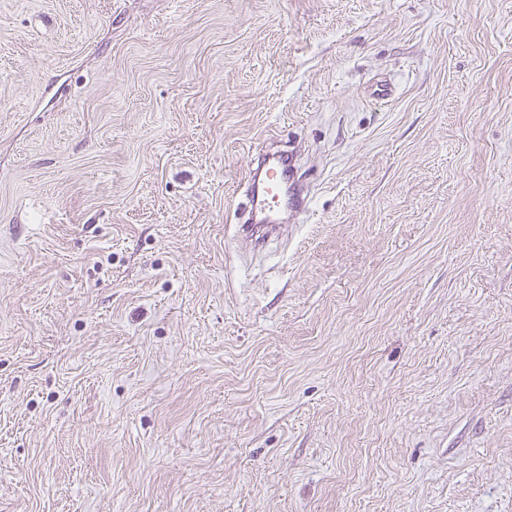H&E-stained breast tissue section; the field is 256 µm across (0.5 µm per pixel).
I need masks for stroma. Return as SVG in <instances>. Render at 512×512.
Instances as JSON below:
<instances>
[{"instance_id":"1","label":"stroma","mask_w":512,"mask_h":512,"mask_svg":"<svg viewBox=\"0 0 512 512\" xmlns=\"http://www.w3.org/2000/svg\"><path fill=\"white\" fill-rule=\"evenodd\" d=\"M0 512H512V0H0ZM269 156L268 162L260 179L259 197L262 200V206L259 207L257 203L258 184L255 179L248 181L247 187V202L246 208L248 211V221L241 227V237L249 245H252L253 235L250 233L252 227L264 230L267 234H275L282 227L279 224V209L278 205L281 201L282 188H283V165L281 160L289 159V173L294 176L297 175L298 169L296 166L297 153L292 149L289 151L285 159L283 155L275 156V154H267ZM261 215V218L259 216ZM256 224L252 225L254 223Z\"/></svg>"}]
</instances>
